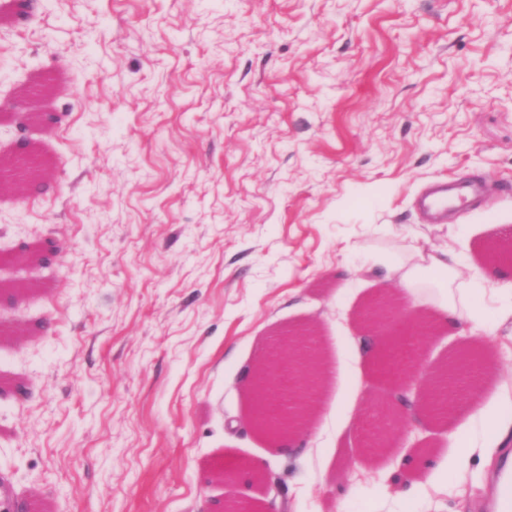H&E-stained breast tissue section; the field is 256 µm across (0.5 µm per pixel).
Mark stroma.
<instances>
[{"instance_id": "stroma-1", "label": "stroma", "mask_w": 512, "mask_h": 512, "mask_svg": "<svg viewBox=\"0 0 512 512\" xmlns=\"http://www.w3.org/2000/svg\"><path fill=\"white\" fill-rule=\"evenodd\" d=\"M0 0V152L34 143L51 174L0 197V484L10 512H491L502 469L473 456L433 478L447 441L394 423L404 461L368 444L393 389L354 353L356 311L396 287L377 255L463 254L464 276L512 261V0ZM68 86L44 97L41 86ZM56 113L18 131L16 112ZM478 180L484 199L427 223L419 194ZM51 241L61 260L15 263ZM424 288L377 329L402 334ZM488 302V364L512 377V318ZM315 326L323 417L280 456L245 422L247 372ZM462 345L430 336L409 390ZM266 469L261 484L216 466Z\"/></svg>"}]
</instances>
